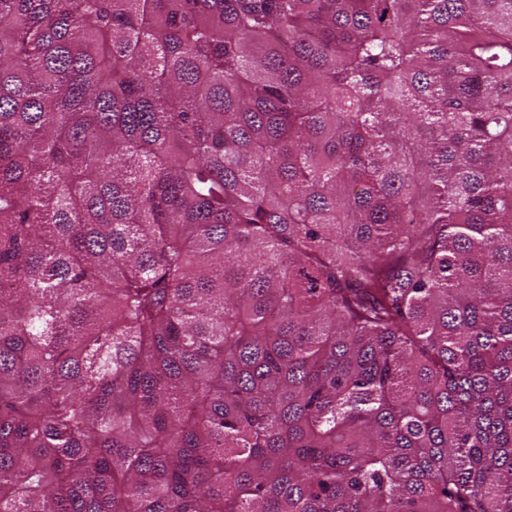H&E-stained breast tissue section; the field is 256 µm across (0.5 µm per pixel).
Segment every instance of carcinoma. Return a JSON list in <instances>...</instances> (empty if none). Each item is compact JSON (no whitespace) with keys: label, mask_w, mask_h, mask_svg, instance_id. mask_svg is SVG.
Wrapping results in <instances>:
<instances>
[{"label":"carcinoma","mask_w":512,"mask_h":512,"mask_svg":"<svg viewBox=\"0 0 512 512\" xmlns=\"http://www.w3.org/2000/svg\"><path fill=\"white\" fill-rule=\"evenodd\" d=\"M0 512H512V0H0Z\"/></svg>","instance_id":"cac0c4a2"}]
</instances>
